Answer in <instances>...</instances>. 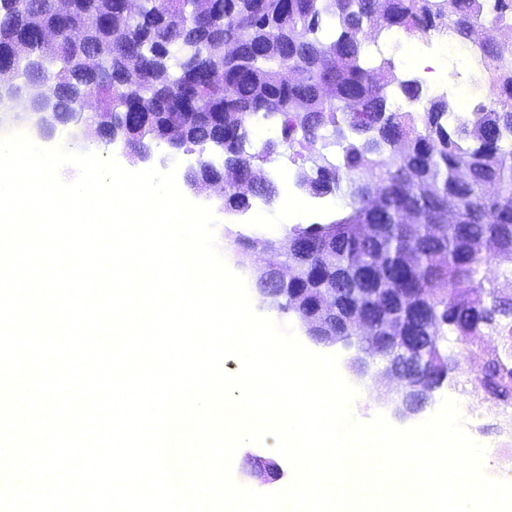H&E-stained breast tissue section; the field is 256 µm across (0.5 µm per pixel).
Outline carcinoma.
Listing matches in <instances>:
<instances>
[{"label":"carcinoma","instance_id":"obj_1","mask_svg":"<svg viewBox=\"0 0 512 512\" xmlns=\"http://www.w3.org/2000/svg\"><path fill=\"white\" fill-rule=\"evenodd\" d=\"M67 19L56 0H0V69L23 84L40 85L52 123L65 127L80 97L95 109L85 139L111 144L104 118L126 120L134 158L165 141L172 125H188L186 145L209 144L220 160L185 172V183L229 172L246 178L270 143L250 153V132L262 121L280 124L282 141L303 148L322 143L293 183L318 197L341 195L347 216L327 224L294 225L286 236L306 238L313 252L288 285L257 277L254 287L279 295L286 312L298 302L316 315L318 289L332 287L344 304L361 288L356 266L381 275L403 271L405 295L430 321L419 324L422 366L410 378L437 380L456 363L448 340L473 342L485 332L502 339L473 387L503 406L512 404V294L488 298L482 275L494 260L512 279V57L496 41L479 54L490 105L455 118L448 93L432 95L417 78L395 79L394 63L371 64L363 37L399 32L409 39L441 33L466 41L477 24L512 29V0H208L206 32L196 0H75ZM57 28L41 41L29 19ZM400 97L417 112L392 109ZM370 183L378 199L356 197ZM277 184L263 179L253 196L277 200ZM359 224L373 225L363 237ZM236 258L252 267L275 243L240 242Z\"/></svg>","mask_w":512,"mask_h":512}]
</instances>
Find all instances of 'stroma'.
Listing matches in <instances>:
<instances>
[{"label": "stroma", "mask_w": 512, "mask_h": 512, "mask_svg": "<svg viewBox=\"0 0 512 512\" xmlns=\"http://www.w3.org/2000/svg\"><path fill=\"white\" fill-rule=\"evenodd\" d=\"M417 50L418 54L435 60L437 69L435 76L423 79L429 92L445 90L449 78H456L460 91L464 92L471 103L485 101V92L478 87L471 77L467 57L445 53L439 41L429 44L401 39L389 46L385 55L395 64L398 76L415 77L419 71L410 64L407 50ZM276 144L274 152L262 165L265 177L276 184L286 185L287 190L276 203L261 204L259 198H252L249 210L230 213L224 210L220 200H211L210 205L219 223L216 228L217 237H224L226 230H233L244 237L265 236L274 240L281 239L286 228L296 224L307 225L326 223L346 214V202L340 197L318 198L305 191L289 187L291 173L298 167L302 158L297 148H290L281 142L279 124H271L270 128L256 133L252 139V150H260L266 141ZM482 361L478 358L459 356L451 374L450 383L438 389L425 409L426 414H433L440 407L444 398L457 400L461 404L460 413L466 430L472 439L486 450L484 461L485 473L493 478H504L512 474V467L505 465L506 457L512 456V436L503 433L499 425L503 419V407L497 402L477 395L469 387L470 382L479 374ZM353 385L359 396L353 404V414L361 421L372 419L376 414L388 413L387 396L392 388L385 380H354ZM264 459H276L269 445H251L239 448L232 462V475L235 481L252 490L269 493L286 487L292 478V469L286 460H279L281 476L276 480H260L250 478L252 456Z\"/></svg>", "instance_id": "1"}]
</instances>
